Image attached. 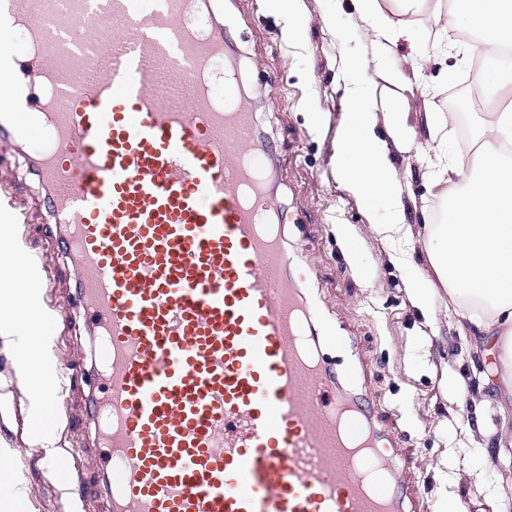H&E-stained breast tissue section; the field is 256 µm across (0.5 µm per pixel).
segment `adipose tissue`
I'll use <instances>...</instances> for the list:
<instances>
[{
  "label": "adipose tissue",
  "mask_w": 512,
  "mask_h": 512,
  "mask_svg": "<svg viewBox=\"0 0 512 512\" xmlns=\"http://www.w3.org/2000/svg\"><path fill=\"white\" fill-rule=\"evenodd\" d=\"M456 9L467 16L479 38L471 49L487 61L489 85L498 91L512 85V67L498 65V57L512 50V0H457ZM346 117L336 141V166L346 188L365 205L389 199L390 220L374 225L386 240L399 239L414 247L422 234L418 225L407 223L393 167L385 146L371 133L373 117L357 97L346 100ZM483 155L469 189L448 202V220L429 227L436 241L429 252L430 272L415 270L408 292L414 305L425 313L435 308L432 280H439L449 293L467 299L458 312V327L475 325L477 344L485 354L502 352L512 359V159L503 153L512 145V111L494 113L482 131ZM27 251L11 225H0V342L12 350V365L18 385L27 400L30 415H38L48 393L61 390L46 328L54 316L40 301L39 289L30 287L35 277L31 265L22 261ZM25 280L18 288L17 280ZM44 451L40 461L60 489H68L64 452L52 425L31 432ZM0 512H31L27 499L23 457L14 448H0Z\"/></svg>",
  "instance_id": "obj_1"
}]
</instances>
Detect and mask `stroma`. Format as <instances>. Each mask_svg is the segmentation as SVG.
<instances>
[{
    "label": "stroma",
    "instance_id": "1",
    "mask_svg": "<svg viewBox=\"0 0 512 512\" xmlns=\"http://www.w3.org/2000/svg\"><path fill=\"white\" fill-rule=\"evenodd\" d=\"M379 2L404 13L418 30L417 39L383 51L354 0H303L304 22L294 33L275 0H219L215 19L235 47L258 131L271 145L270 189L289 218V244L323 300L324 320L335 334L357 339L361 382L373 399L379 426L405 435L397 458L403 479L423 512H448L454 501L466 512H512V464L485 458L468 436L475 421L499 425L498 413L460 406L446 387L450 375L487 372L497 366V358L448 344L457 333L462 302L450 299L443 286L435 288L434 324L425 325L406 284L413 267L428 269L430 241L421 240L406 262H397L400 246L372 230L387 222L390 202L380 200L366 210L345 188L332 161L349 90H356L374 113L377 135L386 132L388 112L407 113L415 135L392 156L404 196L414 199L407 221L439 224L449 199L467 189L472 172L463 170L445 184L434 172L477 157L481 131L498 106L481 98L484 80L475 81V90L466 88L473 57L465 51L464 15L445 30L429 20L434 6L452 11L453 0H426L417 15L405 13L402 0ZM395 70L409 73V81L396 86L383 80L384 72ZM452 88L472 96L471 110L460 121L449 118L438 103ZM432 138L438 147L431 152L427 143ZM0 203L43 281L42 303L56 315L50 342L68 381L56 401L57 432L68 464L79 469L70 497H63L46 470L36 466L43 450L28 435L27 402L1 344L0 394L12 397L14 423L9 429L0 425V445L25 452L28 498L36 512H109L103 478L88 465L97 452L88 399L93 339L77 306L76 269L49 221L46 193L30 175L24 155L2 134ZM469 469L481 474L483 492L465 479Z\"/></svg>",
    "mask_w": 512,
    "mask_h": 512
}]
</instances>
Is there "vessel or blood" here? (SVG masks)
Returning a JSON list of instances; mask_svg holds the SVG:
<instances>
[{"label": "vessel or blood", "mask_w": 512, "mask_h": 512, "mask_svg": "<svg viewBox=\"0 0 512 512\" xmlns=\"http://www.w3.org/2000/svg\"><path fill=\"white\" fill-rule=\"evenodd\" d=\"M194 0H0V128L51 194L112 512H417L316 305L269 147Z\"/></svg>", "instance_id": "obj_1"}]
</instances>
